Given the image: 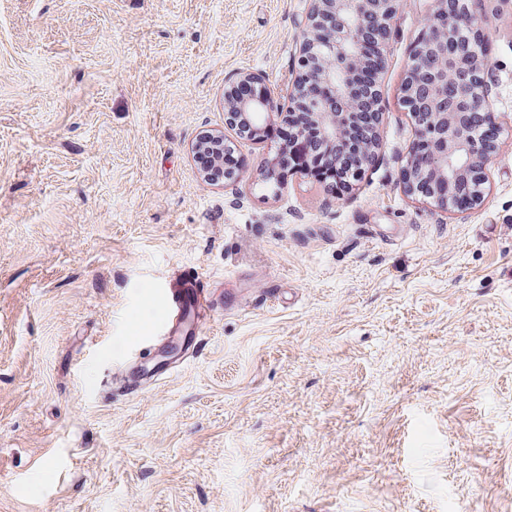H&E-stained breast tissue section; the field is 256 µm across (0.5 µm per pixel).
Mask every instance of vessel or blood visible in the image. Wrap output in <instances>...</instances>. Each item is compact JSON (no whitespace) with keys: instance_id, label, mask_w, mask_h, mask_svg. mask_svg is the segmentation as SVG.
I'll use <instances>...</instances> for the list:
<instances>
[{"instance_id":"1","label":"vessel or blood","mask_w":512,"mask_h":512,"mask_svg":"<svg viewBox=\"0 0 512 512\" xmlns=\"http://www.w3.org/2000/svg\"><path fill=\"white\" fill-rule=\"evenodd\" d=\"M165 296L169 319L162 335L148 346L144 356L121 364L112 377V397H138L172 376L189 359L203 354L207 314L211 303L223 300V290L214 287L197 267L188 265L169 276Z\"/></svg>"}]
</instances>
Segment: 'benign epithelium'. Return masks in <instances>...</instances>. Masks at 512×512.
Instances as JSON below:
<instances>
[{"mask_svg":"<svg viewBox=\"0 0 512 512\" xmlns=\"http://www.w3.org/2000/svg\"><path fill=\"white\" fill-rule=\"evenodd\" d=\"M399 0H312V8L300 22L301 66L288 87V111L300 108L318 120L324 138L341 135L353 112L352 73L360 66V47L368 37L379 39L378 50L386 52ZM436 16L451 36L482 39L486 18L467 9L447 10L446 0H436ZM487 58H477L461 40L448 47L423 34L415 45L402 85L404 104L426 107V122L418 134L432 144L439 178L419 177L415 169L403 170L407 193L432 201L455 212L451 200L464 187L468 212L485 197V177L472 176L484 167L492 149L476 139L473 118L490 102L493 85L487 74ZM277 101L264 79L241 74L224 87V110L235 113L254 130L261 129L269 108ZM221 139L214 135L194 145L196 158H220Z\"/></svg>","mask_w":512,"mask_h":512,"instance_id":"7a95c632","label":"benign epithelium"}]
</instances>
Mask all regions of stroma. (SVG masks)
I'll return each mask as SVG.
<instances>
[{
    "instance_id": "1",
    "label": "stroma",
    "mask_w": 512,
    "mask_h": 512,
    "mask_svg": "<svg viewBox=\"0 0 512 512\" xmlns=\"http://www.w3.org/2000/svg\"><path fill=\"white\" fill-rule=\"evenodd\" d=\"M311 0H0V512H512V0H482L501 130L482 205L406 194L401 103L432 0H401L380 148L343 197L241 140L224 87L285 100ZM233 280L205 355L113 369L177 267ZM263 279L282 293L257 307ZM78 367L63 365L64 357Z\"/></svg>"
}]
</instances>
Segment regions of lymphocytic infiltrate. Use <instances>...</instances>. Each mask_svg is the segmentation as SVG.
<instances>
[{
	"label": "lymphocytic infiltrate",
	"instance_id": "lymphocytic-infiltrate-1",
	"mask_svg": "<svg viewBox=\"0 0 512 512\" xmlns=\"http://www.w3.org/2000/svg\"><path fill=\"white\" fill-rule=\"evenodd\" d=\"M354 87L356 99L364 107L354 112L346 134L336 140L323 138L310 113L276 114L265 135L280 146L278 163L282 173H304L338 194L349 189L367 161L368 142L379 123L378 116L365 109L375 97L373 81L359 80Z\"/></svg>",
	"mask_w": 512,
	"mask_h": 512
}]
</instances>
